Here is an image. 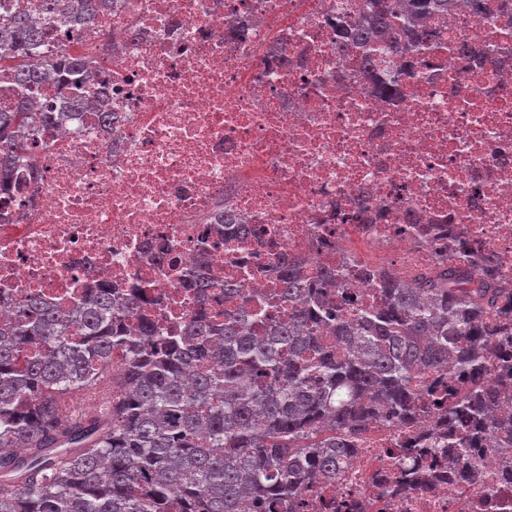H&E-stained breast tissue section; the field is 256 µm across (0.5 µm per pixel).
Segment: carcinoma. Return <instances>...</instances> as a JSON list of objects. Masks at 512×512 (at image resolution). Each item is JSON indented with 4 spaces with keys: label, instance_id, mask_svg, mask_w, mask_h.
Masks as SVG:
<instances>
[{
    "label": "carcinoma",
    "instance_id": "carcinoma-1",
    "mask_svg": "<svg viewBox=\"0 0 512 512\" xmlns=\"http://www.w3.org/2000/svg\"><path fill=\"white\" fill-rule=\"evenodd\" d=\"M459 0H361V20L336 17L342 56L362 52L371 91L398 100V82L424 66L432 20ZM106 0H57L73 27L92 23ZM39 24L25 14L0 26V65L15 84L65 81L81 101L89 65L63 50L42 55ZM390 66L392 79L373 71ZM39 113L23 99L0 112V183L16 156L38 168ZM341 274L308 278L280 268L277 301L288 321L255 334L244 304L214 322L200 314L182 336H163L149 319L129 327L138 303L110 287L91 289L66 312L33 298L0 327V512H259L301 509L309 486L334 478L353 440L377 419L441 409L419 397V379L454 362L470 373L450 418L477 431L455 444L500 438L512 445V412L491 401L483 378L502 357L495 335L512 329V284L481 259H442L408 277L368 271L378 304L356 311L349 295L329 299ZM330 326L335 343L320 329ZM124 358L112 366V351ZM75 391L99 407L60 417L59 397Z\"/></svg>",
    "mask_w": 512,
    "mask_h": 512
}]
</instances>
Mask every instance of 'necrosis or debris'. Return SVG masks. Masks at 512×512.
Segmentation results:
<instances>
[{"label":"necrosis or debris","instance_id":"obj_1","mask_svg":"<svg viewBox=\"0 0 512 512\" xmlns=\"http://www.w3.org/2000/svg\"><path fill=\"white\" fill-rule=\"evenodd\" d=\"M357 4L107 0L69 44L97 63L82 106L41 128L38 174L18 166L0 190V323L34 297L68 310L106 282L138 293V316L171 335L200 311L246 300L262 312L285 258L340 268L371 307L372 251L407 272L451 245L490 255L512 283V7L442 17L427 68L393 104L336 51V17L357 18ZM20 10L50 39L67 28L49 0H0V24ZM463 44L484 58L460 56ZM431 427L372 422L303 512L512 504V448L462 457L442 441L426 465L413 447ZM425 465L427 481L401 485Z\"/></svg>","mask_w":512,"mask_h":512}]
</instances>
